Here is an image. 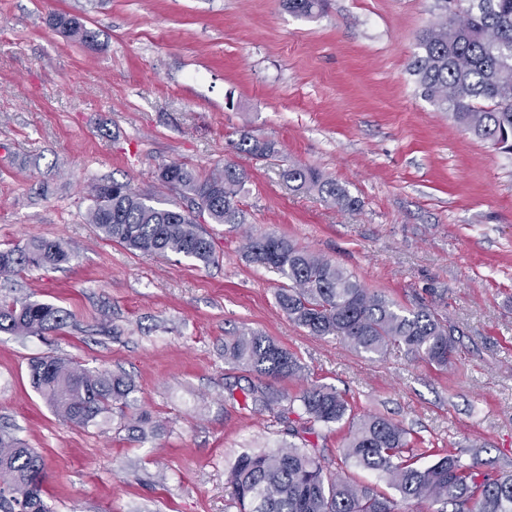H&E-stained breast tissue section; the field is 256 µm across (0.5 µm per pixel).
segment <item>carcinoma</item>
I'll return each instance as SVG.
<instances>
[{"label": "carcinoma", "instance_id": "1", "mask_svg": "<svg viewBox=\"0 0 512 512\" xmlns=\"http://www.w3.org/2000/svg\"><path fill=\"white\" fill-rule=\"evenodd\" d=\"M288 12L310 18L323 0H284ZM437 19L416 38L409 70L421 95L475 138L512 152V0H434ZM49 25L85 44L93 33L76 16L53 13ZM242 154L265 158L274 144L244 133L236 143ZM295 190H313L326 201L355 210L358 200L321 171L293 164L282 171ZM158 179L190 203L160 206L153 197L123 182L92 186L87 210L110 240L145 257L175 254L203 265L218 260L213 237L204 224L246 223L239 195L248 173L228 162L224 169L200 175L185 164L164 165ZM246 255L253 264L287 280L277 292L281 309L315 336H337L358 353L380 354L403 345L439 368L448 367L455 351L454 329L428 305L406 308L372 291L346 268L309 253L272 233L252 235ZM71 258L56 240L33 239L25 246L0 249V274L29 267L54 268ZM65 310L36 300H1L0 331L44 333L61 329ZM224 361L261 377H292L301 365L288 350L266 336L242 335L224 341ZM33 387L65 424L98 425L131 406L134 385L122 375L90 371L56 356L30 363ZM243 407L267 410L279 398L262 385L243 392ZM303 420L302 433L316 426L346 423L343 455L354 466L384 476L404 501L428 502L435 512H512V470L484 469L480 450L465 462L449 453L421 465V454L408 447L407 431L383 416L357 418L348 402L331 387L319 386L289 399L276 421L294 430L291 415ZM0 505L6 512H49L42 495L44 462L32 449L0 429ZM240 512H399L397 501L363 487L347 476L328 477L316 457L290 445L267 453L240 455L230 471Z\"/></svg>", "mask_w": 512, "mask_h": 512}]
</instances>
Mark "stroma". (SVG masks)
<instances>
[{"label": "stroma", "mask_w": 512, "mask_h": 512, "mask_svg": "<svg viewBox=\"0 0 512 512\" xmlns=\"http://www.w3.org/2000/svg\"><path fill=\"white\" fill-rule=\"evenodd\" d=\"M69 12L94 47L51 28ZM433 0H328L292 15L283 0H0V249L66 243L56 270L0 277V295L64 308L59 331L0 332V425L45 463L51 512H239L229 472L244 452L295 444L234 390L258 376L224 361V340L269 337L302 366L270 381L293 397L314 386L356 416L381 415L415 448L512 467V153L435 111L407 65ZM248 132L275 145L237 154ZM243 166L245 225L207 230L215 264L144 257L86 219L93 182L130 183L162 201L163 164L201 173ZM321 170L359 200L348 211L290 189L291 164ZM272 232L353 272L373 291L425 303L455 330L448 368L401 346L366 355L314 336L277 303L282 277L251 263L246 234ZM55 355L135 384L126 419L63 424L32 387L29 362ZM346 423L312 437L325 472L394 496L347 464Z\"/></svg>", "instance_id": "obj_1"}]
</instances>
